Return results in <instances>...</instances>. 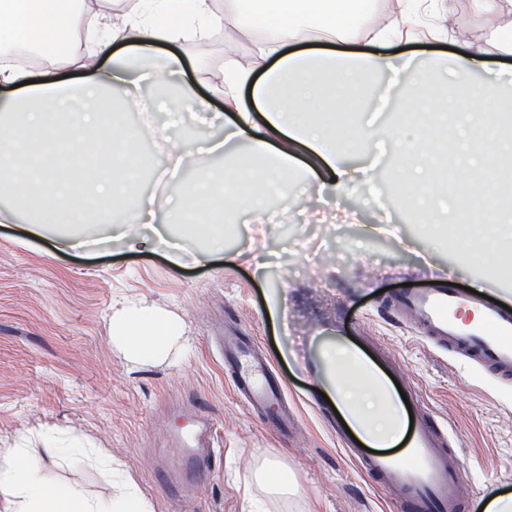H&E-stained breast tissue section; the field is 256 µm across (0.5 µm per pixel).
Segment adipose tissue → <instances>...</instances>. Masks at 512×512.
Returning <instances> with one entry per match:
<instances>
[{"instance_id":"ef3b65f1","label":"adipose tissue","mask_w":512,"mask_h":512,"mask_svg":"<svg viewBox=\"0 0 512 512\" xmlns=\"http://www.w3.org/2000/svg\"><path fill=\"white\" fill-rule=\"evenodd\" d=\"M393 27H380L381 52L361 50L364 28L357 17L361 0H158L141 9L138 0L124 7L114 0H0V184L13 195L12 207L34 209L32 238L83 223L108 224L122 215L121 234L129 247L147 244L143 225L170 220L197 224L210 251L224 249V227L245 213L262 219L271 192L288 194L291 182L317 177L322 188L343 197L373 177L372 164L348 160L351 152L387 139L396 147L397 179L404 207L434 216L448 209L441 186L449 174L481 183L480 206L492 223L477 233L485 243L512 235V143L496 132L512 127L505 111L503 83H481L477 97L463 95L479 60L466 37L456 40L446 98L454 110L450 134L459 163L448 172L439 162L442 142L424 130L442 114L414 66L396 95L404 110L396 124L380 126L363 117L356 128L336 126L333 108L340 99L357 106L382 94L368 76L394 66L389 47L411 35L402 0H395ZM283 16L270 36L254 31L270 13ZM340 32L343 52L300 49L303 30ZM226 32L221 74L212 95L233 115L224 142L200 149L173 139L167 148L174 173L190 169L179 208L166 197L144 198V162L133 144L155 138L149 125L125 126L112 119L110 91L122 89L124 109L140 106L138 87L160 73L178 86L173 103L182 112L209 111L211 97L197 93L183 74L186 60L177 47L189 32ZM76 68L85 81L59 79ZM31 109L20 112L19 107ZM246 142L222 174L207 157L223 151L225 141ZM112 342L135 362L161 361L186 352L184 327L163 309L124 305L112 314ZM324 360L328 386L350 428L363 430L369 444L395 445L407 435L406 417L394 390L346 345L327 343ZM44 453L64 465L79 464L107 472L108 496H92L75 482L50 484L30 449L0 448V512H153L124 463L97 448L53 432L42 437Z\"/></svg>"}]
</instances>
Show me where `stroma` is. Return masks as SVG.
Masks as SVG:
<instances>
[{
  "mask_svg": "<svg viewBox=\"0 0 512 512\" xmlns=\"http://www.w3.org/2000/svg\"><path fill=\"white\" fill-rule=\"evenodd\" d=\"M471 6L432 0L430 14L414 15L408 45L438 50L468 29L485 50L479 80L499 68L501 56L488 45L502 20ZM154 121L195 143L224 133L190 112L161 109ZM393 165L386 146L376 180L355 195H299L300 207L326 212L328 221L254 231L242 216L224 236L225 249L237 254L232 261L197 262L203 243L181 228L173 234L186 259L175 267L153 247L131 250L117 239L106 250L66 254L48 242L30 244L21 230L25 213L0 223V448L24 438L39 451L47 428L84 440L126 464L154 512H401L399 494L348 458L347 432L303 361L306 350L340 338L394 376L415 420L449 431L462 498L475 507L490 490L512 493V382L467 356L435 350L410 314L384 306L390 286L425 285L436 271L453 272L466 287L483 280L486 296L512 300V277L494 270L512 240L480 258L461 256L453 243L472 225L418 222L401 203ZM124 299L171 312L185 327L189 354L131 361L111 335L112 307ZM235 336L270 356L295 414L288 429L238 399L224 365V340ZM199 411L212 422L223 459L203 487L174 491L157 480V464L163 452L177 453L175 434ZM37 460L50 481L109 491L99 470L71 469L40 452ZM267 462L287 474V494L256 481Z\"/></svg>",
  "mask_w": 512,
  "mask_h": 512,
  "instance_id": "obj_1",
  "label": "stroma"
}]
</instances>
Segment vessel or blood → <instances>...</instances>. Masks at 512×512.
<instances>
[{
    "label": "vessel or blood",
    "mask_w": 512,
    "mask_h": 512,
    "mask_svg": "<svg viewBox=\"0 0 512 512\" xmlns=\"http://www.w3.org/2000/svg\"><path fill=\"white\" fill-rule=\"evenodd\" d=\"M461 301L464 300L455 288L438 282L407 290L395 299L394 305L409 310L436 347L465 353L498 377L511 378L512 311L488 304L482 297H471L466 301L479 312L481 320L464 334L453 316ZM231 348L230 370L236 393L247 407L263 411L281 404L283 392L271 379L268 358L236 342ZM212 439L206 422L198 421L181 460L165 465L159 473L160 482L170 484L186 475L196 483L208 477L214 461L222 454ZM444 446L437 427L425 422L411 431L404 455L366 456L356 443L349 446L347 454L378 483L399 491L402 512H463L458 471Z\"/></svg>",
    "instance_id": "b4317fda"
}]
</instances>
